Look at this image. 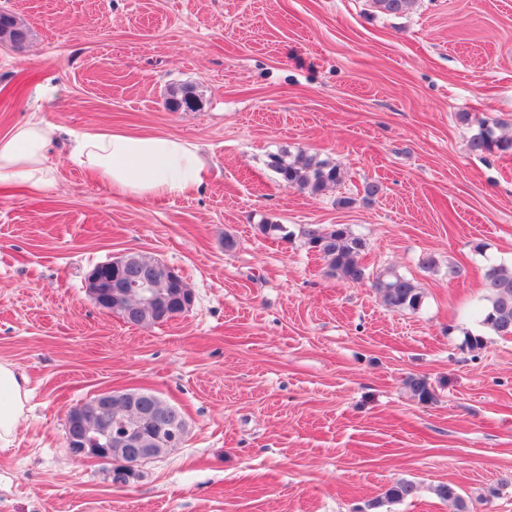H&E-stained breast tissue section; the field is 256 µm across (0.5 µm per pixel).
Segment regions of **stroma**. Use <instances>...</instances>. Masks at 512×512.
I'll list each match as a JSON object with an SVG mask.
<instances>
[{"label": "stroma", "instance_id": "obj_1", "mask_svg": "<svg viewBox=\"0 0 512 512\" xmlns=\"http://www.w3.org/2000/svg\"><path fill=\"white\" fill-rule=\"evenodd\" d=\"M1 11L31 37L0 44V134L37 114L182 137L208 181L116 199L60 144L52 187L0 190V361L30 388L0 447V512H455L435 493L444 483L473 512H512V338L474 315L485 267L512 265V150L470 148L486 127L512 138V0H414L400 14L368 0ZM181 89L195 109L170 110ZM301 152L336 164L342 183L288 187L270 157ZM309 224L363 239V281L327 275ZM127 251L179 269L189 311L137 327L98 310L86 274ZM389 267L419 285L418 310L384 305L373 280ZM469 334L484 347L467 348ZM412 375L432 403L411 396ZM104 389L176 406L184 442L125 482L73 460L68 411ZM400 480L416 495L387 501Z\"/></svg>", "mask_w": 512, "mask_h": 512}]
</instances>
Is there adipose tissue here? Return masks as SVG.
Masks as SVG:
<instances>
[{
	"label": "adipose tissue",
	"mask_w": 512,
	"mask_h": 512,
	"mask_svg": "<svg viewBox=\"0 0 512 512\" xmlns=\"http://www.w3.org/2000/svg\"><path fill=\"white\" fill-rule=\"evenodd\" d=\"M67 136L71 165L114 197L157 200L199 191L205 166L197 147L163 134L121 129L62 132L34 115L0 134V185L42 193L55 182L50 155L59 134ZM26 376L10 362L0 361V447H9L25 412Z\"/></svg>",
	"instance_id": "1"
}]
</instances>
